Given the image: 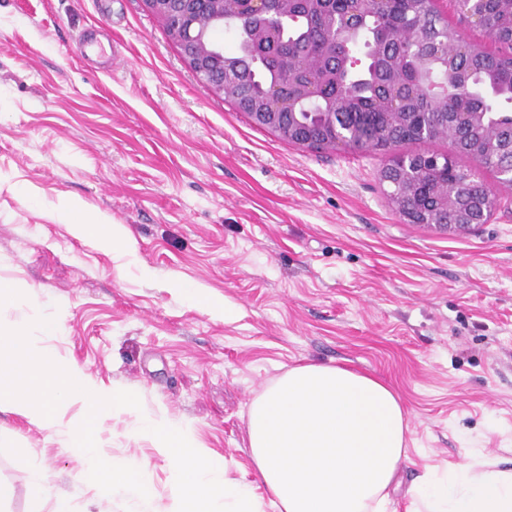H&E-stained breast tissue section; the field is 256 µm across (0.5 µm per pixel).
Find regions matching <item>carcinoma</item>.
I'll return each mask as SVG.
<instances>
[{"label": "carcinoma", "instance_id": "obj_1", "mask_svg": "<svg viewBox=\"0 0 512 512\" xmlns=\"http://www.w3.org/2000/svg\"><path fill=\"white\" fill-rule=\"evenodd\" d=\"M356 30L348 48H339L343 70L336 77V87H324L318 63L327 51L321 41L302 50L291 62L276 69L265 55L253 54V47L264 41L265 31L253 25L241 0H224V30L234 34L235 50L224 53V61L232 68L243 63L249 70L245 81L229 80L224 84V97L232 102L249 96L257 99L270 85H279L284 95L300 97L305 88H315L317 97L310 99L309 109L318 111L324 99L332 98L336 111L347 114L355 124L358 114L371 117L374 143L399 146L414 142L408 128L388 123L385 113L392 111L393 85L407 83V112H486V128L472 139L456 142L458 154L448 160L450 177L467 180L472 173L459 159H479L485 167L499 171L509 158L478 148V140L501 135L507 124L502 114L512 111V0H485L481 13L494 30V41L507 48L503 53L471 50L467 42L435 9L433 0H290L276 4V17L269 27L277 31L280 45L309 42L313 26L326 23L333 27V18H343L351 11ZM422 29L437 41L448 44V52L439 56L426 51L415 53L407 44V33ZM365 48V63L357 66L354 52ZM469 84L473 94L445 104L436 102L442 95L444 80Z\"/></svg>", "mask_w": 512, "mask_h": 512}]
</instances>
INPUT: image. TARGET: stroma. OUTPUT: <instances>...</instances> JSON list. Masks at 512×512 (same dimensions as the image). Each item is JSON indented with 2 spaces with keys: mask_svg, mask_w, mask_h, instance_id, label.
<instances>
[{
  "mask_svg": "<svg viewBox=\"0 0 512 512\" xmlns=\"http://www.w3.org/2000/svg\"><path fill=\"white\" fill-rule=\"evenodd\" d=\"M386 161L253 125L197 79L145 0H0V281L35 287L64 358L190 423L232 477L258 479L250 401L303 361L393 386L410 418L403 485L465 448L512 464V189L466 159L498 202L445 234L398 213ZM68 198L126 226L137 261L76 240L54 218ZM173 273L228 314L183 301ZM101 430L109 456L149 462L168 497L149 443L119 419ZM34 463L90 512L99 493L67 438L0 411L9 512H49L29 497Z\"/></svg>",
  "mask_w": 512,
  "mask_h": 512,
  "instance_id": "stroma-1",
  "label": "stroma"
}]
</instances>
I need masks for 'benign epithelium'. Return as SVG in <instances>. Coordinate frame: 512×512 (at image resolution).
I'll use <instances>...</instances> for the list:
<instances>
[{
  "mask_svg": "<svg viewBox=\"0 0 512 512\" xmlns=\"http://www.w3.org/2000/svg\"><path fill=\"white\" fill-rule=\"evenodd\" d=\"M148 9L167 25L172 39L199 80L216 94L224 93V46L213 32L224 27V0H145ZM253 124L312 149L349 142L350 133L336 125L335 112H317L320 125L330 128L321 140L315 127L301 120V112H250ZM435 156L393 155L381 171L392 187L390 197L412 224L441 232H466L483 224L496 198L484 183H451L440 172Z\"/></svg>",
  "mask_w": 512,
  "mask_h": 512,
  "instance_id": "1",
  "label": "benign epithelium"
}]
</instances>
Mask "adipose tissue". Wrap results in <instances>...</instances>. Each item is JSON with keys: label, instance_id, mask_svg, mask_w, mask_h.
Listing matches in <instances>:
<instances>
[{"label": "adipose tissue", "instance_id": "ef3b65f1", "mask_svg": "<svg viewBox=\"0 0 512 512\" xmlns=\"http://www.w3.org/2000/svg\"><path fill=\"white\" fill-rule=\"evenodd\" d=\"M78 240H94L116 259H136L129 230L82 203L63 201L56 213ZM26 300L31 317L0 321V406L53 434L63 433L88 466L85 482L131 502L133 512H160L149 463L111 460L98 435L109 415L147 440L167 462L169 512H391L404 491V512H512V468L494 451L425 468L401 485L408 458V413L379 378L341 364L305 362L268 382L250 401L247 437L266 489L230 478L222 455L204 448L191 429L164 410L141 408L137 395L97 383L45 343L58 323L37 292L0 282V313ZM82 410L80 420L68 415Z\"/></svg>", "mask_w": 512, "mask_h": 512}]
</instances>
